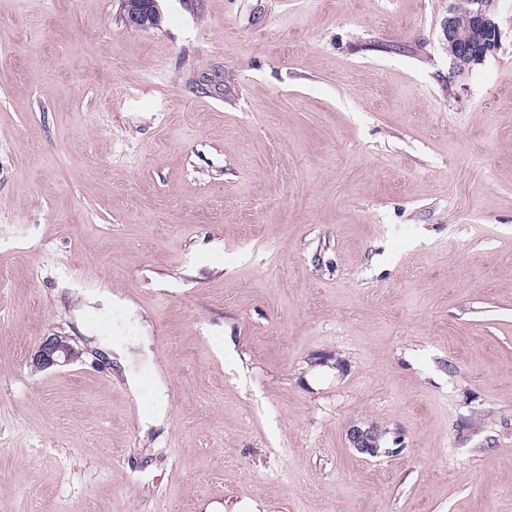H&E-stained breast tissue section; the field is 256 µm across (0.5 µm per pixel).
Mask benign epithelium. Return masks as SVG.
<instances>
[{"mask_svg":"<svg viewBox=\"0 0 512 512\" xmlns=\"http://www.w3.org/2000/svg\"><path fill=\"white\" fill-rule=\"evenodd\" d=\"M123 4L125 23L131 29L148 30L150 16L160 14L158 0H123ZM472 4L467 23L459 21L455 9L451 8L443 24L446 51L454 72L460 75L481 63L497 48L501 38L495 20V0H472ZM82 354L83 350L72 337L53 332L40 341L31 366L37 371L66 366L79 361ZM347 439L350 447L360 454L377 457L385 453L381 448V432L374 426H353L348 429Z\"/></svg>","mask_w":512,"mask_h":512,"instance_id":"1","label":"benign epithelium"}]
</instances>
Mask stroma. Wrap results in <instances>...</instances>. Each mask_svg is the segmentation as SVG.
Returning <instances> with one entry per match:
<instances>
[{
	"mask_svg": "<svg viewBox=\"0 0 512 512\" xmlns=\"http://www.w3.org/2000/svg\"><path fill=\"white\" fill-rule=\"evenodd\" d=\"M461 2L0 0V512H512V0L464 76ZM158 0H123L127 27L139 31L149 30L151 15H159ZM83 350L71 336L53 332L44 336L31 358L34 370H44L55 366H66L79 361ZM347 439L350 447L360 454L377 457L386 453V450L380 446L381 432L374 426L367 428L353 426L348 429Z\"/></svg>",
	"mask_w": 512,
	"mask_h": 512,
	"instance_id": "obj_1",
	"label": "stroma"
}]
</instances>
